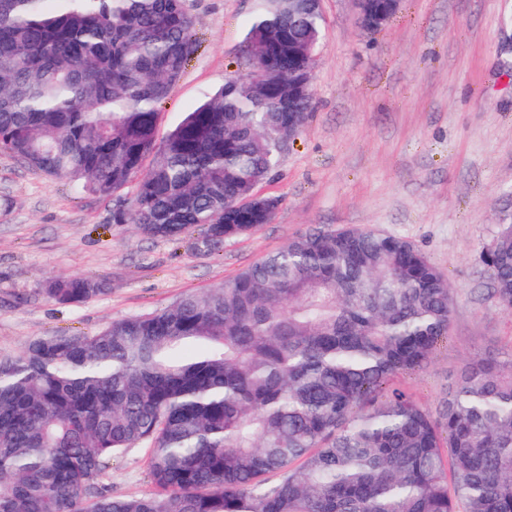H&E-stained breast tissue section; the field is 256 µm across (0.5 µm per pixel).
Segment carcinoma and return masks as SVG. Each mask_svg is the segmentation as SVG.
Segmentation results:
<instances>
[{
  "label": "carcinoma",
  "mask_w": 512,
  "mask_h": 512,
  "mask_svg": "<svg viewBox=\"0 0 512 512\" xmlns=\"http://www.w3.org/2000/svg\"><path fill=\"white\" fill-rule=\"evenodd\" d=\"M325 36L308 0H256L226 82L157 140L196 46L185 0H0V152L99 197L112 223L208 254L270 223L256 186L288 74ZM512 309V224L480 255ZM60 303L100 293L56 277ZM448 278L411 241L313 228L237 276L0 359V512H512V359L468 360L437 411L391 384L448 335ZM147 444L154 492L107 493Z\"/></svg>",
  "instance_id": "carcinoma-1"
}]
</instances>
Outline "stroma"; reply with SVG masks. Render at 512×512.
Instances as JSON below:
<instances>
[{
	"mask_svg": "<svg viewBox=\"0 0 512 512\" xmlns=\"http://www.w3.org/2000/svg\"><path fill=\"white\" fill-rule=\"evenodd\" d=\"M196 49L159 108L165 138L208 93L248 70L253 0H185ZM325 39L313 69L314 107L261 194L274 219L193 254L189 238L140 234L112 221L101 198L0 154V358L33 337L93 334L234 278L309 227H367L416 244L448 278V336L431 363L399 384L436 409L463 364L512 353V309L499 307L482 248L512 221V0H401L375 33L351 0H324ZM87 276L105 290L59 304L49 278ZM148 447L110 461L115 496L151 493Z\"/></svg>",
	"mask_w": 512,
	"mask_h": 512,
	"instance_id": "35a3bbf8",
	"label": "stroma"
}]
</instances>
